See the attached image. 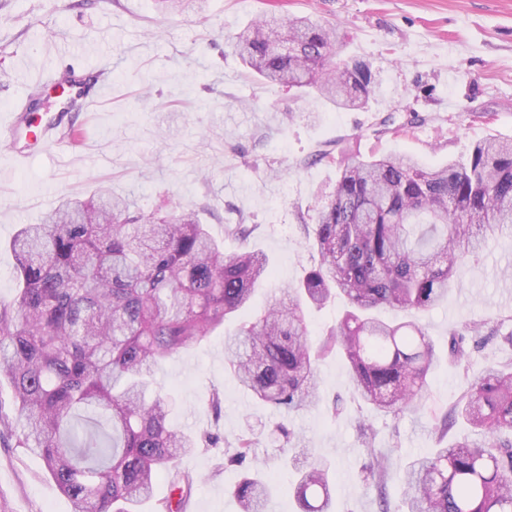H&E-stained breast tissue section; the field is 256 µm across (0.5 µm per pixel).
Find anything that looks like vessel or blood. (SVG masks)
<instances>
[{
  "mask_svg": "<svg viewBox=\"0 0 512 512\" xmlns=\"http://www.w3.org/2000/svg\"><path fill=\"white\" fill-rule=\"evenodd\" d=\"M106 71V65L98 61L44 66L40 83L59 89L65 102L56 114L45 117L25 96L15 100L9 112L0 115V129L9 135L7 150L14 166L26 165L34 151L61 148L72 142L75 128L68 115L90 111L105 97L110 89L104 78Z\"/></svg>",
  "mask_w": 512,
  "mask_h": 512,
  "instance_id": "1",
  "label": "vessel or blood"
}]
</instances>
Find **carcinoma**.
Wrapping results in <instances>:
<instances>
[{
	"mask_svg": "<svg viewBox=\"0 0 512 512\" xmlns=\"http://www.w3.org/2000/svg\"><path fill=\"white\" fill-rule=\"evenodd\" d=\"M336 28L308 16H267L241 29L232 47L262 82L313 89L339 108L365 106L370 64L331 60ZM286 43L288 50L275 47ZM333 194L318 210L309 245L317 264L277 288L265 309L224 336L225 366L254 399L287 412L318 402L317 362L344 355L354 392L401 416L428 411L435 349L420 316L448 298L469 257L488 237L512 233V143L477 141L464 160L436 168L407 155L339 164ZM19 293L0 302V380L13 404L0 407V441L39 456L72 512H138L172 461L213 444L172 424L164 398L149 393L159 367L246 310L273 271L257 250L224 253L189 214L131 210L100 193L66 201L10 242ZM343 316L317 346L306 311L333 297ZM405 314L388 321L378 311ZM500 336V320L467 323L448 353L467 356L465 334ZM472 435L404 471L405 512H512V364L468 383L451 413L433 416L439 441L455 419ZM257 457L253 431L224 449L214 472L241 471L232 487L241 512H266L271 486L243 464ZM330 467L300 471L301 512H329ZM387 457L367 470L385 496ZM195 478L175 473L154 512H185Z\"/></svg>",
	"mask_w": 512,
	"mask_h": 512,
	"instance_id": "obj_1",
	"label": "carcinoma"
}]
</instances>
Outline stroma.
Listing matches in <instances>:
<instances>
[{
    "mask_svg": "<svg viewBox=\"0 0 512 512\" xmlns=\"http://www.w3.org/2000/svg\"><path fill=\"white\" fill-rule=\"evenodd\" d=\"M277 13L308 15L335 26L333 59H361L375 76L365 108L339 110L324 99L261 84L228 38L249 21ZM107 56L112 85L79 116L82 145L34 154L24 169L0 152V300L16 294L9 242L21 225L39 224L64 199L97 187L135 208L194 211L225 251H263L274 286L298 283L316 264L307 237L318 197L333 191L336 156L409 154L429 167L467 156L478 140L512 141V0H206L202 11L161 13L155 0H0V111L26 95L54 58L81 63ZM253 228L247 239L227 225ZM512 317V238L488 239L469 259L447 300L422 317L437 362L428 402L448 411L468 383L512 361V347L471 336L462 362L448 358L451 332L471 321ZM228 321L167 361L157 392L173 404L174 422L211 431L216 446L178 457L173 469L199 475L187 512H239L230 486L239 474H213L227 443L251 429L259 470L274 479L269 512H296L295 473L282 458L309 449L328 461L332 512H402L405 464L435 446L426 414L397 418L353 394L344 361L320 362L319 402L299 415L252 399L224 365ZM220 411H213L212 392ZM376 432L374 448L357 419ZM386 454V500L364 472L371 451ZM7 512H72L42 460L0 443V505Z\"/></svg>",
    "mask_w": 512,
    "mask_h": 512,
    "instance_id": "obj_1",
    "label": "stroma"
}]
</instances>
